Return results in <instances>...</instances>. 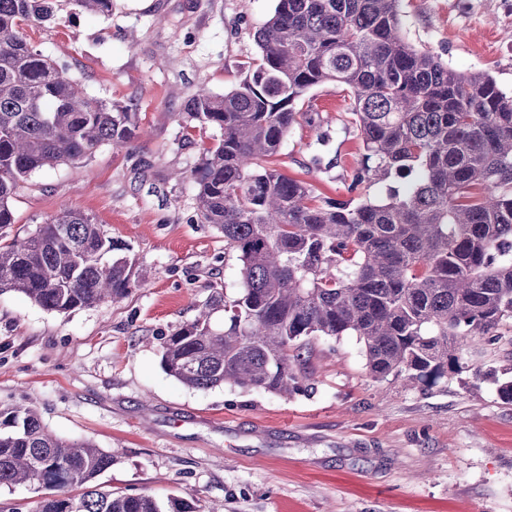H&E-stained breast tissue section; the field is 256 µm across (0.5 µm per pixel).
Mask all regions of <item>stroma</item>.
Returning <instances> with one entry per match:
<instances>
[{
	"label": "stroma",
	"mask_w": 512,
	"mask_h": 512,
	"mask_svg": "<svg viewBox=\"0 0 512 512\" xmlns=\"http://www.w3.org/2000/svg\"><path fill=\"white\" fill-rule=\"evenodd\" d=\"M276 4L114 0L111 17L67 9L28 30L89 96L131 106L145 136L33 174L8 237L78 209L148 276L121 300L67 313L0 292V404H31L57 437L112 452L99 486L178 496L196 512H512V404L484 375L512 368L511 319L496 341H471L481 376L428 387L373 379L353 336L311 337L312 387L290 397L192 389L162 367V342L213 289L232 300L243 288L237 252L195 220L191 173L217 132L187 122L185 106L199 87L223 94L249 76ZM400 11L416 48L512 90V0H401ZM350 106L344 86L311 89L273 167L348 199L361 158Z\"/></svg>",
	"instance_id": "obj_1"
}]
</instances>
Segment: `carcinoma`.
<instances>
[{
  "mask_svg": "<svg viewBox=\"0 0 512 512\" xmlns=\"http://www.w3.org/2000/svg\"><path fill=\"white\" fill-rule=\"evenodd\" d=\"M65 6L112 15V0H0V230L34 173L140 137L129 106L89 97L27 38ZM399 6L277 0L255 33L252 74L187 101L188 120L221 133L192 173L197 221L239 253L243 288L231 301L214 292L162 343L163 368L182 384L288 397L307 380L308 337L352 335L372 378L428 385L472 371L468 342L494 340L512 319V92L413 47ZM329 82L349 90L361 138L347 191L384 186L376 199H326L266 166L296 101ZM119 250L88 215L62 208L0 244V292L58 313L117 301L142 280ZM113 461L50 434L30 405H0V487H32L33 512H194L184 499L100 490Z\"/></svg>",
  "mask_w": 512,
  "mask_h": 512,
  "instance_id": "carcinoma-1",
  "label": "carcinoma"
}]
</instances>
